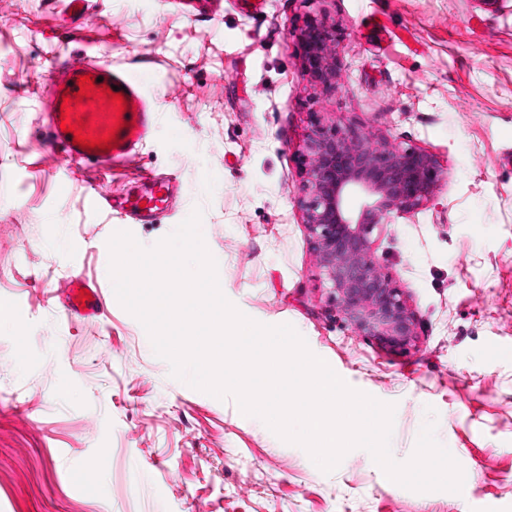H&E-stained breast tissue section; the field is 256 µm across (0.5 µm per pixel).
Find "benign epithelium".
<instances>
[{
	"label": "benign epithelium",
	"instance_id": "7a95c632",
	"mask_svg": "<svg viewBox=\"0 0 512 512\" xmlns=\"http://www.w3.org/2000/svg\"><path fill=\"white\" fill-rule=\"evenodd\" d=\"M325 74H336L334 31L312 21L301 32ZM303 224L317 264L344 316L385 348L406 352L418 342L406 293L375 254L383 220L404 216L434 197L442 170L435 156L413 146L376 142L341 119L318 121L302 146ZM357 206H349L351 199Z\"/></svg>",
	"mask_w": 512,
	"mask_h": 512
}]
</instances>
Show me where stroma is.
Listing matches in <instances>:
<instances>
[{"mask_svg": "<svg viewBox=\"0 0 512 512\" xmlns=\"http://www.w3.org/2000/svg\"><path fill=\"white\" fill-rule=\"evenodd\" d=\"M331 26L332 81L309 68L308 21ZM94 49L140 74L159 112L136 163L55 171L39 132V64ZM339 116L434 154L445 177L416 213L386 218L376 253L409 297V353L336 308L302 219L298 149ZM179 194L153 224L87 211L97 186L135 195L149 175ZM224 295L291 324L351 387L395 404L391 452L435 436L461 493L388 480L368 451L323 473L233 401L173 378L111 291L107 242L153 247L193 211ZM105 288L92 320L59 283ZM0 512H512V0H94L88 26L61 0H0ZM103 460L101 473L86 459Z\"/></svg>", "mask_w": 512, "mask_h": 512, "instance_id": "35a3bbf8", "label": "stroma"}]
</instances>
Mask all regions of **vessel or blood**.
I'll return each instance as SVG.
<instances>
[{
  "label": "vessel or blood",
  "mask_w": 512,
  "mask_h": 512,
  "mask_svg": "<svg viewBox=\"0 0 512 512\" xmlns=\"http://www.w3.org/2000/svg\"><path fill=\"white\" fill-rule=\"evenodd\" d=\"M94 78V87L80 93L79 79ZM118 86L123 104H114L109 86ZM69 118L70 130H62V118ZM155 120L154 106L144 92L141 80L133 73L112 66L95 56L67 57L51 67L45 76L39 125L49 151L59 154L68 166L91 163L109 167L136 160L147 141ZM94 138H108L106 149L79 146L74 130ZM173 182L154 177L151 189L135 198L114 202L106 191L92 189L86 204L92 211L117 214L128 224L154 223L158 214L169 207ZM65 311L68 315L92 318L98 315L101 290L83 277L71 276L64 281Z\"/></svg>",
  "instance_id": "obj_1"
}]
</instances>
